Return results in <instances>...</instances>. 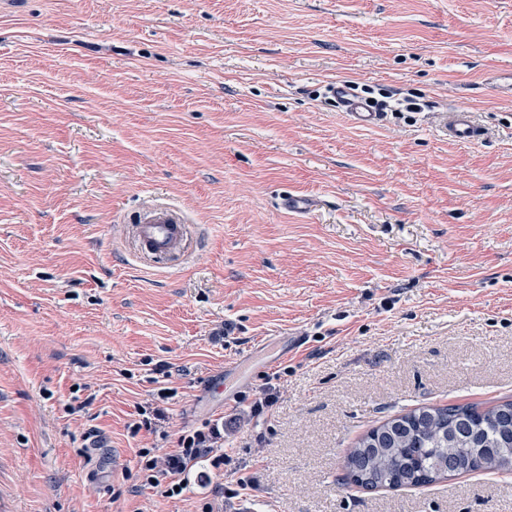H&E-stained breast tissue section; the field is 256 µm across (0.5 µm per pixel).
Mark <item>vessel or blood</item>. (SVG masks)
<instances>
[{"label":"vessel or blood","instance_id":"vessel-or-blood-1","mask_svg":"<svg viewBox=\"0 0 512 512\" xmlns=\"http://www.w3.org/2000/svg\"><path fill=\"white\" fill-rule=\"evenodd\" d=\"M447 131L449 139L458 143H470L482 136L471 112L464 108L449 113ZM129 242L143 262L151 266L187 256L193 250L190 227L182 214L163 206L148 207L139 215L129 230Z\"/></svg>","mask_w":512,"mask_h":512}]
</instances>
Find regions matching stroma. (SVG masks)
<instances>
[{"instance_id":"obj_1","label":"stroma","mask_w":512,"mask_h":512,"mask_svg":"<svg viewBox=\"0 0 512 512\" xmlns=\"http://www.w3.org/2000/svg\"><path fill=\"white\" fill-rule=\"evenodd\" d=\"M338 81L430 106L356 127ZM461 107L486 140H449ZM153 201L189 220L179 269L125 242ZM510 398L512 0L0 8V512H194L212 485L140 489L137 452L207 421L223 512H512V474L337 482L389 417Z\"/></svg>"}]
</instances>
